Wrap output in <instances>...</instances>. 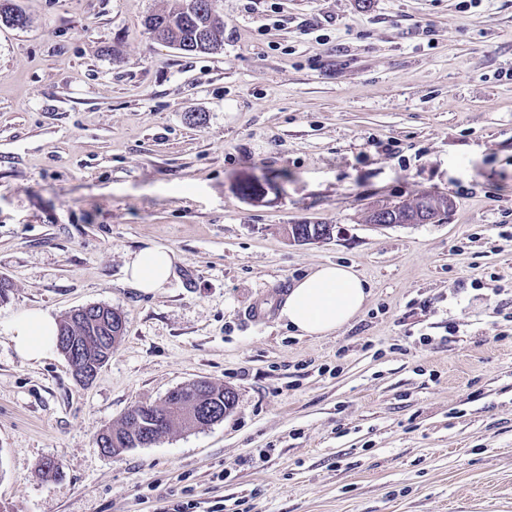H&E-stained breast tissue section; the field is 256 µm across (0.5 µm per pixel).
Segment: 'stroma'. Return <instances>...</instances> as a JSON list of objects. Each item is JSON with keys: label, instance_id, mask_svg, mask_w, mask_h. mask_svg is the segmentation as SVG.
<instances>
[{"label": "stroma", "instance_id": "1", "mask_svg": "<svg viewBox=\"0 0 512 512\" xmlns=\"http://www.w3.org/2000/svg\"><path fill=\"white\" fill-rule=\"evenodd\" d=\"M13 2L0 512H512V0H216L224 43L191 55L144 25L177 0ZM424 194L447 217L367 221ZM149 245L179 259L145 294L124 266ZM329 262L370 288L349 325L246 320ZM89 305L126 322L93 382L17 356L15 316ZM195 379L234 392L224 420L98 448ZM142 411L137 407L128 412L117 425L106 428L97 438L99 448H107L106 454L119 455L129 448H136L140 445L136 444V440L144 431H150L151 426L156 424L152 417H146L138 420L136 416ZM135 414V415H134ZM104 433H107L106 436ZM104 442V444H102Z\"/></svg>", "mask_w": 512, "mask_h": 512}]
</instances>
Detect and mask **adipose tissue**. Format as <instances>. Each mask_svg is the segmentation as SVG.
Instances as JSON below:
<instances>
[{"mask_svg": "<svg viewBox=\"0 0 512 512\" xmlns=\"http://www.w3.org/2000/svg\"><path fill=\"white\" fill-rule=\"evenodd\" d=\"M177 259L176 252L166 246L143 248L126 263V279L139 291L156 292L167 284ZM368 299L365 281L351 266L322 264L294 283L279 317L299 335L328 336L353 321ZM58 330L52 315L31 309L11 322L8 334L19 357L38 361L55 349Z\"/></svg>", "mask_w": 512, "mask_h": 512, "instance_id": "obj_1", "label": "adipose tissue"}]
</instances>
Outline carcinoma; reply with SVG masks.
<instances>
[{
  "label": "carcinoma",
  "mask_w": 512,
  "mask_h": 512,
  "mask_svg": "<svg viewBox=\"0 0 512 512\" xmlns=\"http://www.w3.org/2000/svg\"><path fill=\"white\" fill-rule=\"evenodd\" d=\"M0 20L17 27L26 23L23 12L6 3L0 4ZM145 26L151 32L163 29L168 44L187 54L209 53L223 43L224 19L215 11L213 0H181L172 11L146 18ZM450 206L451 202L446 198L422 195L413 203L397 204L391 211L382 205L378 217L387 224H433L440 221L441 214L447 213ZM294 228L301 231L303 239L328 236L326 224H296ZM125 331L121 314L103 315L101 308L90 307L67 316L59 324L58 336L66 337L77 346L75 364L81 370H88L109 359ZM196 397L220 411L231 409L235 404L233 392L206 380ZM184 402L182 397L173 398L157 409L161 421L157 431L165 433L176 426L192 425L184 416ZM139 411L138 407L131 410L120 423L106 428L105 433L97 438L98 447L106 448L110 455H119L129 448L138 447L136 440L155 424L151 417L137 419Z\"/></svg>",
  "instance_id": "carcinoma-1"
}]
</instances>
